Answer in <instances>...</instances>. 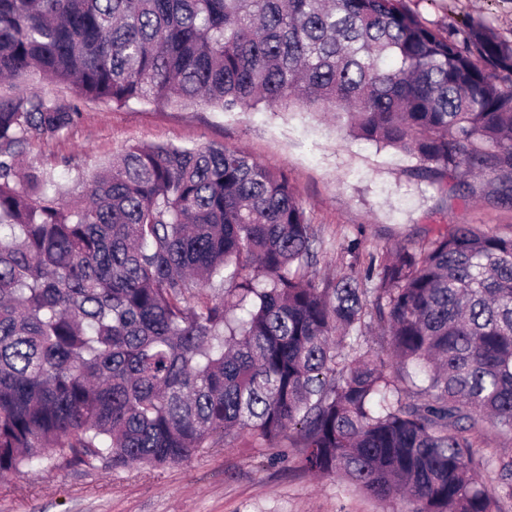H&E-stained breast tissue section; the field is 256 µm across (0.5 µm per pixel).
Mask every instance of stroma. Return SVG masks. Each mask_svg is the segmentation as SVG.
Masks as SVG:
<instances>
[{"label":"stroma","instance_id":"1","mask_svg":"<svg viewBox=\"0 0 512 512\" xmlns=\"http://www.w3.org/2000/svg\"><path fill=\"white\" fill-rule=\"evenodd\" d=\"M437 29L488 24L512 39V0H406ZM19 90L77 101L78 123L63 136L29 145L22 166L55 176L64 199L81 178L133 145H223L287 176L318 237L316 280L360 267L369 255L426 242L454 224L512 237V200L496 173L459 170L447 185L413 176L417 156L347 132L327 116L286 112L224 114L211 108L78 98L69 86L35 79ZM480 481L512 512V482L497 459L512 458V435L480 438ZM0 512H396L341 476H314L297 449L254 445L250 438L206 448L188 462L150 471L108 470L66 462L0 478Z\"/></svg>","mask_w":512,"mask_h":512}]
</instances>
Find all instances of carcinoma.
<instances>
[{
	"label": "carcinoma",
	"mask_w": 512,
	"mask_h": 512,
	"mask_svg": "<svg viewBox=\"0 0 512 512\" xmlns=\"http://www.w3.org/2000/svg\"><path fill=\"white\" fill-rule=\"evenodd\" d=\"M29 78L118 106L329 112L417 156L418 179L512 176V41L405 0H0V80ZM79 118L0 94V476L248 436L402 512H500L473 433L512 432V237L455 224L317 282L288 179L224 146H133L63 201L20 155ZM373 327L389 366L339 351Z\"/></svg>",
	"instance_id": "cac0c4a2"
}]
</instances>
